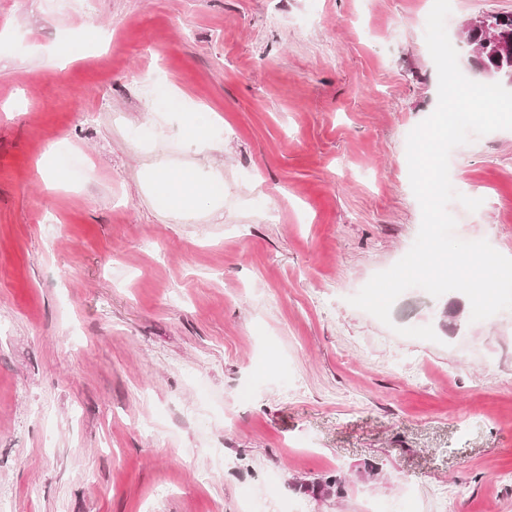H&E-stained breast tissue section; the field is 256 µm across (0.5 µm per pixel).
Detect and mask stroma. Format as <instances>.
Wrapping results in <instances>:
<instances>
[{
  "instance_id": "35a3bbf8",
  "label": "stroma",
  "mask_w": 512,
  "mask_h": 512,
  "mask_svg": "<svg viewBox=\"0 0 512 512\" xmlns=\"http://www.w3.org/2000/svg\"><path fill=\"white\" fill-rule=\"evenodd\" d=\"M79 3L0 0V512H512V310L348 302L421 226L433 0ZM451 5L482 82L460 26L512 0ZM187 164L224 195L173 213L152 171ZM449 175L456 236L512 257V130Z\"/></svg>"
}]
</instances>
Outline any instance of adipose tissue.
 <instances>
[{
	"label": "adipose tissue",
	"mask_w": 512,
	"mask_h": 512,
	"mask_svg": "<svg viewBox=\"0 0 512 512\" xmlns=\"http://www.w3.org/2000/svg\"><path fill=\"white\" fill-rule=\"evenodd\" d=\"M153 188L157 197L174 212L202 207L224 192L223 183H201L195 170L190 167L175 171L165 166L157 167L153 171Z\"/></svg>",
	"instance_id": "ef3b65f1"
}]
</instances>
